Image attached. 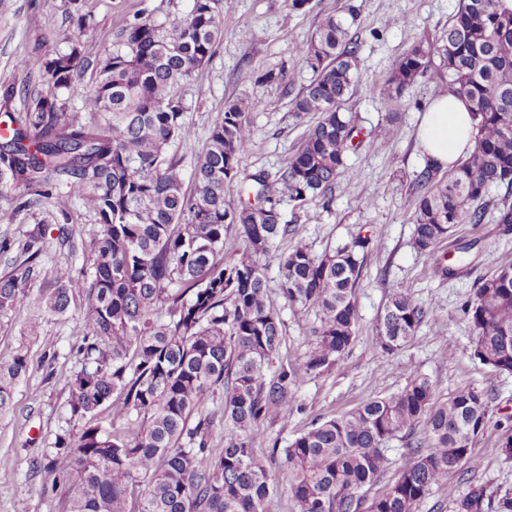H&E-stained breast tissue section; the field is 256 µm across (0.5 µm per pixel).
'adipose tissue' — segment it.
Segmentation results:
<instances>
[{"mask_svg": "<svg viewBox=\"0 0 512 512\" xmlns=\"http://www.w3.org/2000/svg\"><path fill=\"white\" fill-rule=\"evenodd\" d=\"M419 140L425 156L444 166L470 153L475 128L466 102L448 95L435 99L423 114Z\"/></svg>", "mask_w": 512, "mask_h": 512, "instance_id": "obj_1", "label": "adipose tissue"}]
</instances>
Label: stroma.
I'll return each mask as SVG.
<instances>
[{
	"label": "stroma",
	"mask_w": 512,
	"mask_h": 512,
	"mask_svg": "<svg viewBox=\"0 0 512 512\" xmlns=\"http://www.w3.org/2000/svg\"><path fill=\"white\" fill-rule=\"evenodd\" d=\"M359 9L356 33L360 41L359 82L346 109L370 132L371 141L349 151L340 177L354 184L348 195L337 192L330 208L319 200L282 202L280 210L315 253L337 247L361 234L371 241L356 288L358 323L355 339L343 360L329 373L302 375L298 399L302 412L256 427L252 446L259 456L285 447L317 418L342 415L362 403L404 388L410 370L429 378L438 399L474 386L492 393L488 423L472 449L470 461L448 477L459 491L469 483L489 490L512 488V462L504 461L499 446L512 429V374L481 363L474 355L475 335L463 313L479 282L498 267L512 264V229L495 222V207L503 196L495 190L487 198L484 223L457 225L453 236L431 253L413 244L416 222L413 178L425 158L418 129L429 103L447 88L433 73L416 80L402 96L389 97L387 80L418 37L436 39L447 29L458 0H354ZM341 0H310L305 11L292 12L288 0H223L218 10L224 32L210 60L182 88L194 128L193 140L178 147L184 171H192L206 149L211 127L228 100L248 104L252 145L243 159L246 172L278 174L300 142L314 115L296 117L289 97L277 84L262 81L268 71H284L295 88L306 86L311 71L297 54L310 40L324 16ZM191 0H81L89 25L87 39L97 48H111L117 31L134 16L170 24L186 13ZM68 0H0V125L23 108V85L49 92L39 76L17 69L24 56H52L65 49L76 27ZM24 186L0 185V234L43 237L44 253L26 285L37 297L53 285V269L60 264L81 272L90 265V243L99 230L95 217L57 183L40 210H23ZM75 233V245L59 244V226ZM465 255L466 266L452 278L437 274V264H453ZM411 293L429 306L430 318L406 347L388 353L377 339V323L390 296ZM274 305L286 324L282 358L303 363L316 338L314 310ZM80 301H72L66 317H50L44 335L57 342L56 358L45 357L37 340L27 336L31 313L24 304L0 313V362L9 361L27 346L29 371L18 386L11 408L0 414V512H62L58 495L46 491L50 479L43 469L56 433L65 425L68 382L79 367L76 356ZM455 353L443 358L442 349Z\"/></svg>",
	"instance_id": "1"
}]
</instances>
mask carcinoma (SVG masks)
Masks as SVG:
<instances>
[{
  "instance_id": "1",
  "label": "carcinoma",
  "mask_w": 512,
  "mask_h": 512,
  "mask_svg": "<svg viewBox=\"0 0 512 512\" xmlns=\"http://www.w3.org/2000/svg\"><path fill=\"white\" fill-rule=\"evenodd\" d=\"M214 4L192 0L167 28L136 17L107 50L83 40L79 14L66 49L18 61L53 93L23 88L24 109L0 137V179L28 188V211L64 180L101 226L88 271L76 276L56 267L54 288L35 299L37 315L26 325L54 357L56 341L41 336L42 319L81 302V369L69 383L67 427L47 454L51 491L65 485V512H272L271 465L279 460L292 473L288 492L299 512H417L439 487L453 512H512L511 489L471 484L459 494L448 484L470 460L492 394L465 387L440 401L432 382L414 371L402 390L312 424L267 458L256 455L254 428L301 410L300 371L332 370L356 331V286L370 240L357 235L318 255L283 220L277 194L296 204L318 198L329 208L346 153L362 145L361 129L345 112L356 83L360 45L351 29L358 8L345 0L297 49L312 79L292 98L293 110L318 118L277 178L243 172L253 130L248 106L231 101L213 123L188 194L172 146L193 139L182 86L222 35ZM89 68L96 81L80 94L89 114L82 125L59 96L77 92L75 78ZM431 69L446 79L447 93L469 102L476 144L445 176L430 159L415 174L414 245L428 253L457 225L484 223L493 189L505 190L496 223L512 224V8L504 0H459L438 44L413 42L388 80L390 91L401 95ZM243 178L253 201L230 208L224 190ZM232 228L244 245L228 247ZM288 238L294 242L277 254L274 293L260 256ZM12 250V269L0 277V312L25 302L43 252L33 234L0 238V253ZM274 294L316 310L317 342L301 365L280 358L285 322ZM464 313L474 355L512 373V264L475 288ZM430 314L410 293L395 292L377 326L382 348L410 344ZM27 370L23 349L0 363V412ZM218 391L220 413H202ZM116 395L129 422L124 431L97 423ZM419 423L425 448L413 435ZM217 427L222 448L212 445ZM401 433L412 463L385 492L366 497L364 488L388 468L385 443Z\"/></svg>"
}]
</instances>
